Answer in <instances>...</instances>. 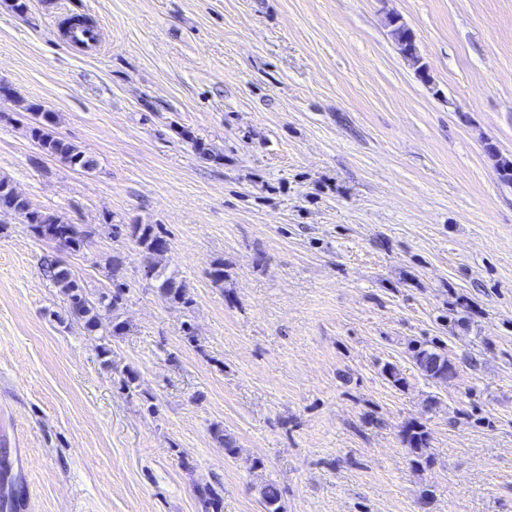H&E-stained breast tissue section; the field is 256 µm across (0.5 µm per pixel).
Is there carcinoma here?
I'll return each mask as SVG.
<instances>
[{
	"instance_id": "carcinoma-1",
	"label": "carcinoma",
	"mask_w": 512,
	"mask_h": 512,
	"mask_svg": "<svg viewBox=\"0 0 512 512\" xmlns=\"http://www.w3.org/2000/svg\"><path fill=\"white\" fill-rule=\"evenodd\" d=\"M391 35L400 53L414 62H419L416 41L407 27L400 19L390 22ZM28 110L40 117V120L31 127L30 132L42 150L50 156L59 158L70 166L80 170L93 169L94 161L72 143L58 137L52 131L55 117L41 109L39 104H31ZM490 156L495 160V169L499 179L512 184V160L493 151ZM0 209L13 211L22 223L29 225L39 236L50 238L56 242L66 243V250L72 253L81 252L93 234L89 227L79 224H69L57 214L41 211L31 207L29 201L16 192L15 187L5 177L0 178ZM126 235L142 248L147 260V274L158 282L162 297L173 303L187 307L191 304L184 284L177 282L176 278L167 273L163 257L169 251V243L155 231L151 224H128ZM44 275L57 285L67 297L71 314L82 323L89 333L99 330L114 334L122 329V324L115 323L106 326L102 322L101 310H115L123 300L124 290L121 287L113 291L103 292L92 301L79 285L71 270L62 265L56 258L46 257L42 263ZM410 357L418 371L431 380L440 383L448 382V368L452 361L448 358L444 348L434 343L417 342L410 346ZM402 442L415 459L419 460L429 448V433L420 424H408L402 430ZM264 512H282L281 491L274 483L264 485L260 490ZM200 501L204 509L218 510L220 498L215 489L206 484L199 488Z\"/></svg>"
}]
</instances>
